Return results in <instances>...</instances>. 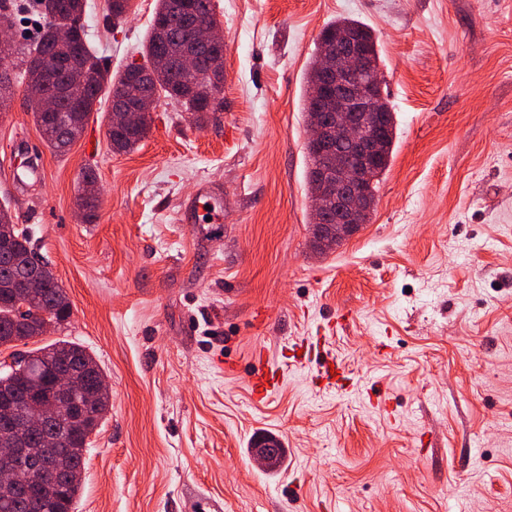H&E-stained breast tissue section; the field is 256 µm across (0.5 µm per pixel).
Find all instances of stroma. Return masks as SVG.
I'll list each match as a JSON object with an SVG mask.
<instances>
[{"instance_id": "stroma-1", "label": "stroma", "mask_w": 512, "mask_h": 512, "mask_svg": "<svg viewBox=\"0 0 512 512\" xmlns=\"http://www.w3.org/2000/svg\"><path fill=\"white\" fill-rule=\"evenodd\" d=\"M154 5L114 20L87 0L110 73L142 62ZM212 5L219 122L163 98L117 154L105 101L57 154L20 75L0 111V203L33 228L72 308L28 345L82 344L111 394L76 512H512V0ZM344 17L377 39L396 139L368 222L319 255L302 96L321 30ZM205 193L212 222L190 207ZM340 313L331 352L387 389V411L297 368L252 396L257 347L279 359ZM260 434L283 443L275 466L252 462ZM150 118L141 121L140 125L135 128L119 127L112 128V112L111 122L108 129V136L115 153H124L133 150L136 145L146 136L149 130ZM97 176L92 168H85L81 174V193L79 196V207L85 213L89 223L93 222L99 207V196L97 190Z\"/></svg>"}]
</instances>
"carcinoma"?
<instances>
[{"label": "carcinoma", "instance_id": "carcinoma-1", "mask_svg": "<svg viewBox=\"0 0 512 512\" xmlns=\"http://www.w3.org/2000/svg\"><path fill=\"white\" fill-rule=\"evenodd\" d=\"M211 0H156L151 21V31L144 50L145 62L137 65L140 73L133 74L128 66L119 74H109L100 57L92 51L87 39L76 38L71 42L58 41L55 29L68 25L73 29L84 30L82 23L85 0H36L40 12L49 19L41 37L33 47L16 49L13 44H0V59L23 54L25 73L28 81L34 82L42 75L47 65L58 61L67 63L65 76L74 90V99L62 103V111L51 115L34 111L35 123L47 146L63 154L77 141L71 136L68 125L76 122L85 127L95 104L107 97L111 105L133 103L142 94L156 98H167L181 103L197 122L204 123L210 117L224 110V102L219 91L197 76L183 72L179 67L181 58L194 51L195 32L192 20L200 16L214 21ZM338 30L353 33L369 46L372 55L370 63L378 65L379 53L372 31L362 22L340 18L322 29L321 36H333ZM315 66H310L306 76V89L303 100V118L320 106L313 88ZM390 131L387 135L385 159L372 173L365 187L370 199H375L377 184L387 170L396 138L395 113H389ZM149 120L141 121L135 128L119 127L108 129V136L115 153L133 150L146 136ZM79 207L88 222L96 219L99 207L97 176L93 169L86 168L81 174ZM10 243V252L0 256V347L12 348L43 334L47 320L57 323L67 321L71 316V302L65 289L58 282L52 268L41 260L31 245L30 231L18 228L8 217V208L0 206V238ZM38 264L42 287L29 294L24 291L21 274L30 264ZM66 355L73 362L84 367L91 376L99 375L102 369L95 356L84 346L69 340H54L48 344L25 351L13 357V364L3 366L0 371V388L23 387L31 380L34 371H46L56 357ZM82 385L74 388L72 395L58 400L59 416L65 421H73L74 436L66 445L46 448L44 452L57 459L58 465L46 468L37 459L20 463L21 477L28 482L30 494L21 495L11 485H0V512H32V499L45 497L51 502L50 512H75L81 483L67 482L68 476L85 469V448L91 444V436L98 433L107 419L110 410V396H102L96 405L80 419H73L76 402L81 400Z\"/></svg>", "mask_w": 512, "mask_h": 512}]
</instances>
